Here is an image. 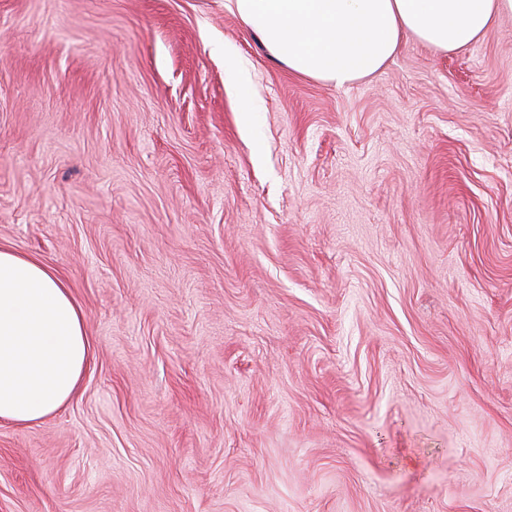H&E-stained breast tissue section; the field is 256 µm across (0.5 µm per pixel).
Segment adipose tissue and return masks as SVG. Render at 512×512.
Instances as JSON below:
<instances>
[{
  "instance_id": "ef3b65f1",
  "label": "adipose tissue",
  "mask_w": 512,
  "mask_h": 512,
  "mask_svg": "<svg viewBox=\"0 0 512 512\" xmlns=\"http://www.w3.org/2000/svg\"><path fill=\"white\" fill-rule=\"evenodd\" d=\"M273 57L338 86L379 69L411 35L436 50L475 44L512 0H231ZM82 309L55 271L0 245V422L30 425L76 393L89 363Z\"/></svg>"
}]
</instances>
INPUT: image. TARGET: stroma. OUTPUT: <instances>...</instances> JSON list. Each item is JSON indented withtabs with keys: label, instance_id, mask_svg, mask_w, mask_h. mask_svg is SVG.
I'll return each instance as SVG.
<instances>
[{
	"label": "stroma",
	"instance_id": "1",
	"mask_svg": "<svg viewBox=\"0 0 512 512\" xmlns=\"http://www.w3.org/2000/svg\"><path fill=\"white\" fill-rule=\"evenodd\" d=\"M0 243L76 395L0 512H512V16L298 76L229 0H0Z\"/></svg>",
	"mask_w": 512,
	"mask_h": 512
}]
</instances>
